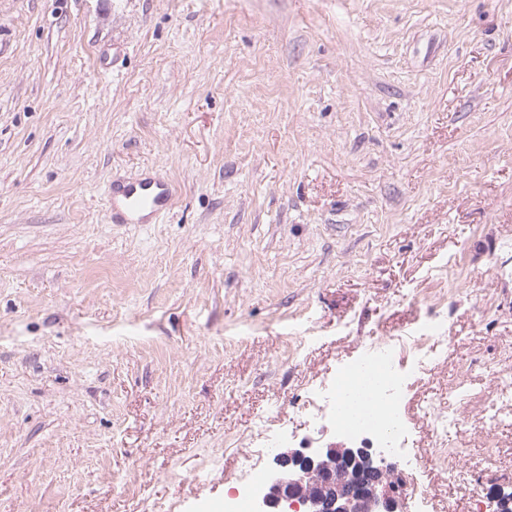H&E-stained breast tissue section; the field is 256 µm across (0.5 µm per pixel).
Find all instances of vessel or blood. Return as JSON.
I'll use <instances>...</instances> for the list:
<instances>
[{
  "mask_svg": "<svg viewBox=\"0 0 512 512\" xmlns=\"http://www.w3.org/2000/svg\"><path fill=\"white\" fill-rule=\"evenodd\" d=\"M175 188L156 174L133 182L113 185L108 198V213L115 224H144L169 211Z\"/></svg>",
  "mask_w": 512,
  "mask_h": 512,
  "instance_id": "obj_1",
  "label": "vessel or blood"
}]
</instances>
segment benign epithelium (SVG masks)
<instances>
[{
	"mask_svg": "<svg viewBox=\"0 0 512 512\" xmlns=\"http://www.w3.org/2000/svg\"><path fill=\"white\" fill-rule=\"evenodd\" d=\"M360 458L367 467L351 487H338L331 463L338 465ZM269 483L254 499V512H406L404 474L384 454L369 448H338L336 445L293 448L274 457ZM322 467L321 477L331 487L327 495L308 496L298 492L311 469ZM292 479L285 480L284 474Z\"/></svg>",
	"mask_w": 512,
	"mask_h": 512,
	"instance_id": "7a95c632",
	"label": "benign epithelium"
}]
</instances>
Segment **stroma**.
Instances as JSON below:
<instances>
[{
  "label": "stroma",
  "mask_w": 512,
  "mask_h": 512,
  "mask_svg": "<svg viewBox=\"0 0 512 512\" xmlns=\"http://www.w3.org/2000/svg\"><path fill=\"white\" fill-rule=\"evenodd\" d=\"M157 170L171 210L110 223ZM431 323L407 510L491 512L512 0H0V512H203L339 364L412 363Z\"/></svg>",
  "instance_id": "obj_1"
}]
</instances>
